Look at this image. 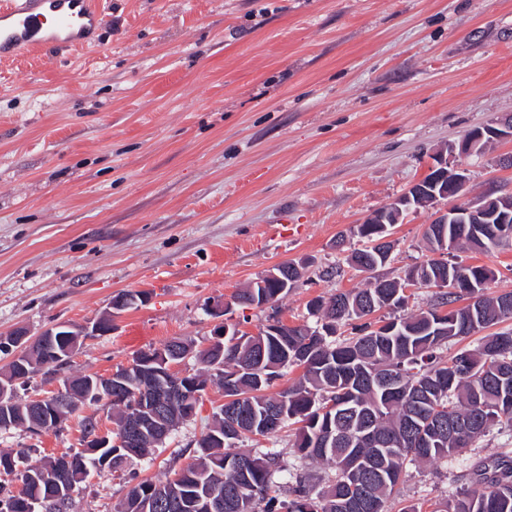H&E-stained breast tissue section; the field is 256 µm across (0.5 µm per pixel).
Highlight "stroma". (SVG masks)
<instances>
[{"label": "stroma", "mask_w": 512, "mask_h": 512, "mask_svg": "<svg viewBox=\"0 0 512 512\" xmlns=\"http://www.w3.org/2000/svg\"><path fill=\"white\" fill-rule=\"evenodd\" d=\"M84 50L0 64V334L30 337L117 312L47 390L111 375L175 337L204 349L214 310L283 262L304 277L281 320L317 326L308 302L364 287L334 247H361L356 225L430 172L431 157L512 114V0H100ZM512 139L461 158L464 201L512 192ZM430 208L390 229L378 273L402 278L429 259ZM465 262L512 291V245ZM224 392L209 385L196 416L134 462L159 482L193 459ZM74 413L33 436L0 430V451L30 462L82 448ZM182 458H173L174 449ZM512 451L495 425L448 461L408 465L388 512L453 499L470 462ZM129 486L91 471L75 512H116Z\"/></svg>", "instance_id": "35a3bbf8"}]
</instances>
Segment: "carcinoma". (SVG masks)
Wrapping results in <instances>:
<instances>
[{
    "instance_id": "cac0c4a2",
    "label": "carcinoma",
    "mask_w": 512,
    "mask_h": 512,
    "mask_svg": "<svg viewBox=\"0 0 512 512\" xmlns=\"http://www.w3.org/2000/svg\"><path fill=\"white\" fill-rule=\"evenodd\" d=\"M428 174L411 189L409 206H428L431 190ZM375 224H359L357 235L374 245L353 250L347 263L360 271L385 265L393 244L381 243ZM445 234L447 250L464 248L488 253L512 240L510 224H430L425 231L431 251L440 250L438 236ZM476 287H488L494 271L485 265L433 258L417 268L419 286L432 288L451 273ZM386 287L371 282L365 288L339 292L330 301L309 303L318 317L332 319L336 326L360 320L359 334L329 340L318 329L290 326L283 322L263 327L257 335L224 337L221 362L214 372L208 351L194 357L203 370L188 376L203 377L224 390V404L213 412L210 434L197 443L193 462L177 470L180 478L155 483L137 480L126 470L135 459L124 448H106L112 472L133 482L118 512H384L387 500L402 481L407 463L438 462L470 446L493 425L512 429V330L482 337L474 350L444 358L438 350L449 340L474 335L512 320V291L484 296L479 305L438 309L469 294L468 288L435 293V303L426 311L395 316L381 322L365 318L383 308L401 309L407 296L406 281L384 280ZM288 294L275 280L262 288L247 286L232 296V305L250 307L268 303L275 307ZM69 341L52 342L38 337L34 354L12 365L10 377H31L44 365L66 357ZM301 366L299 382L270 394L283 370ZM507 370L508 384L500 387L495 372ZM281 415L279 428L298 425L293 448L304 462L327 464L331 474L323 478L324 489L315 491L313 475L302 469L290 473L286 491L277 477L284 471L282 452L254 444L242 448L245 439L265 432L271 414ZM9 421L0 430L29 428L37 420L26 405L0 408ZM468 424L460 434L448 428V418ZM26 454L0 452V466L13 460L32 475L48 470L49 462L25 464ZM71 470L55 475V482L31 481L24 491L41 501V512H73L75 499L58 494L56 484L86 482L96 467L97 456L84 448L71 455ZM472 489L451 501L436 502L431 512H512V456L504 454L473 465L469 470ZM367 499L373 507L348 508L346 503Z\"/></svg>"
}]
</instances>
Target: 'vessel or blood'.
I'll return each mask as SVG.
<instances>
[{
	"instance_id": "1",
	"label": "vessel or blood",
	"mask_w": 512,
	"mask_h": 512,
	"mask_svg": "<svg viewBox=\"0 0 512 512\" xmlns=\"http://www.w3.org/2000/svg\"><path fill=\"white\" fill-rule=\"evenodd\" d=\"M103 18L98 0H0V62L48 47H87Z\"/></svg>"
}]
</instances>
